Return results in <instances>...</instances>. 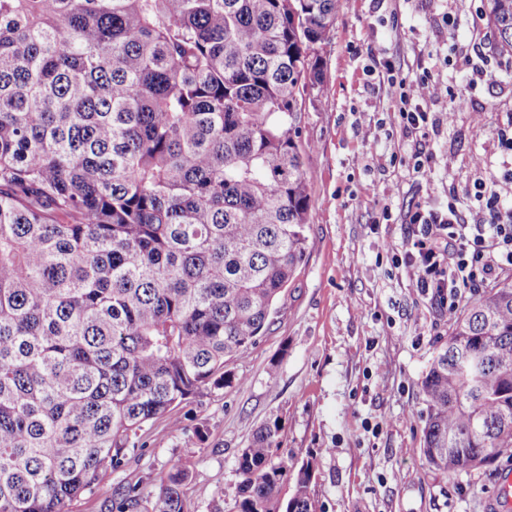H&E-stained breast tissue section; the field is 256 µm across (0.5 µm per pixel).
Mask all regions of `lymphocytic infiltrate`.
<instances>
[{"label": "lymphocytic infiltrate", "instance_id": "1", "mask_svg": "<svg viewBox=\"0 0 512 512\" xmlns=\"http://www.w3.org/2000/svg\"><path fill=\"white\" fill-rule=\"evenodd\" d=\"M393 93L399 101V116L406 134L427 129L431 118L427 102L447 96V84L435 81L429 70L400 80ZM483 221L464 224L456 204L435 211L418 205L407 213L415 233L397 262L411 282L449 314H456L465 291L485 285L490 277L512 271V211L503 210L497 195L476 187Z\"/></svg>", "mask_w": 512, "mask_h": 512}]
</instances>
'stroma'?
<instances>
[{
  "mask_svg": "<svg viewBox=\"0 0 512 512\" xmlns=\"http://www.w3.org/2000/svg\"><path fill=\"white\" fill-rule=\"evenodd\" d=\"M455 19L444 25V15ZM487 0H354L320 54L323 84L306 101L298 144L310 176L308 249L277 313L247 355L228 361L234 384L210 388L148 423L146 448L106 471L73 512H106L117 489L159 485L174 462L190 478L184 512H237V460L261 425L279 426V456L312 461L315 512H488L512 458L451 477L420 453L426 406L420 381L451 324L415 288L390 250L410 235L415 204L481 221L475 183L512 208L500 183L497 133L512 119V58L496 53ZM381 53L411 77L429 67L448 96L427 103L437 120L407 138L388 91ZM433 157L412 173L415 148ZM207 439L185 448L196 426Z\"/></svg>",
  "mask_w": 512,
  "mask_h": 512,
  "instance_id": "obj_1",
  "label": "stroma"
}]
</instances>
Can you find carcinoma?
I'll list each match as a JSON object with an SVG mask.
<instances>
[{
  "label": "carcinoma",
  "mask_w": 512,
  "mask_h": 512,
  "mask_svg": "<svg viewBox=\"0 0 512 512\" xmlns=\"http://www.w3.org/2000/svg\"><path fill=\"white\" fill-rule=\"evenodd\" d=\"M342 0H0V512H70L138 431L269 325L307 251L296 141ZM512 57V0H488ZM421 455L512 448V275L453 319L421 380ZM278 426L238 456V512H314ZM293 475V493L281 487ZM171 466L152 512H183ZM137 484L108 512H147Z\"/></svg>",
  "instance_id": "obj_1"
}]
</instances>
